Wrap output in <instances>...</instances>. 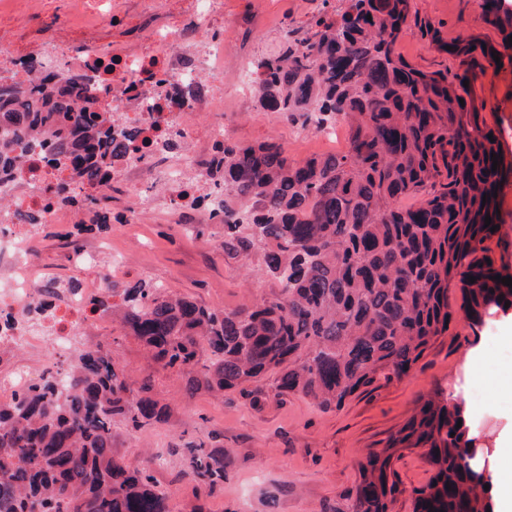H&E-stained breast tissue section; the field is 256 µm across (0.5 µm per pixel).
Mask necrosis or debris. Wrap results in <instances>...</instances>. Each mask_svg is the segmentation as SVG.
<instances>
[{"mask_svg":"<svg viewBox=\"0 0 512 512\" xmlns=\"http://www.w3.org/2000/svg\"><path fill=\"white\" fill-rule=\"evenodd\" d=\"M154 48L150 55H116L114 68L103 77L107 89L104 105L151 135L164 138L178 133L195 140L197 148L187 154L136 153L114 169L111 184L124 186L137 201L122 219L127 224H142L161 209L184 215L180 196L185 193L208 200L206 207L191 213L195 223H217L215 204L224 195L212 181L210 168L214 145L223 140L224 131L216 129L208 139L194 138L176 100L162 101L160 109H153L156 89L151 82L158 79L165 88L185 93L207 74L211 77V101H222L224 45L215 39L195 41L190 31L177 29L157 33ZM49 187L44 169L32 159L7 184H0V195L37 212L41 223H70V208L49 204ZM29 237L25 226L0 223V367L10 369L9 374H0L1 402L18 397L43 377L61 386L67 384L66 370L75 355L77 340L110 320L109 315L93 311L91 298L99 292L104 279H119L126 270L118 260L99 269L94 253L83 250L71 256L81 277L78 288H69L67 281L48 276L29 262ZM43 344L54 351L48 360L35 364L17 361L21 350H33Z\"/></svg>","mask_w":512,"mask_h":512,"instance_id":"1","label":"necrosis or debris"}]
</instances>
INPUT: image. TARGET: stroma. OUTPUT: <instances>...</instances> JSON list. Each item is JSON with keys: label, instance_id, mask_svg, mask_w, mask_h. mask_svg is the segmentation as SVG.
Here are the masks:
<instances>
[{"label": "stroma", "instance_id": "obj_1", "mask_svg": "<svg viewBox=\"0 0 512 512\" xmlns=\"http://www.w3.org/2000/svg\"><path fill=\"white\" fill-rule=\"evenodd\" d=\"M222 12L200 28L202 38L224 42V106L200 109L190 118L194 128L223 122L226 138L242 145L283 144L290 158L348 147L345 125L335 138L316 136L311 127L291 124L275 112L258 108L254 97L238 92L241 65L279 51L286 43L305 38L320 14L342 12L346 0H223ZM196 0H0V51L11 58L44 57L54 53H106L131 49L148 52L151 36L161 29L189 22ZM441 31L432 41L430 27ZM473 37L496 44L502 34L487 23L475 0H411V12L397 51L418 69L462 73L458 58L441 49V42ZM481 96L487 121L498 122L501 142L512 156V69L482 78ZM69 225L49 224L34 242L32 260L64 279L76 272L66 263ZM110 240L123 252L128 278L149 279L169 293L191 298L215 309L231 311L279 292L275 279L264 275L258 257L224 254L215 236L197 235L193 225L174 224L164 216L149 224L113 223L109 233L84 234L85 247ZM454 321L448 335L431 345L406 375L380 376L352 396L338 411H321L312 400L281 395L277 374L270 371L244 388L225 391L223 398L207 392L186 396L176 373L151 367L140 343L123 336L118 350L130 379L152 373L155 394L172 407L168 424L139 433L115 430L114 446L123 461L142 466L149 453H164L180 441L216 437L234 463L224 490L197 500L189 481L176 482L179 512H321L358 479L357 463L370 450L382 448L411 416L419 399L437 386L459 387L468 396L479 384L481 400L467 403L476 445L488 462H495L498 434L512 427V347L502 345L512 308L496 310L482 326L469 328L460 309L461 294L448 298ZM260 390V404L250 391ZM276 506H269V498Z\"/></svg>", "mask_w": 512, "mask_h": 512}]
</instances>
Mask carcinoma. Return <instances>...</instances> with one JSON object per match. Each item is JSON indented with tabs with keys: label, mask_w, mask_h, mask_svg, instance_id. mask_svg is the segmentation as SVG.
I'll list each match as a JSON object with an SVG mask.
<instances>
[{
	"label": "carcinoma",
	"mask_w": 512,
	"mask_h": 512,
	"mask_svg": "<svg viewBox=\"0 0 512 512\" xmlns=\"http://www.w3.org/2000/svg\"><path fill=\"white\" fill-rule=\"evenodd\" d=\"M347 2L338 15L317 17L307 37L258 60L254 92L262 110L293 124L315 113L322 123H346L348 150L295 160L275 142H226L212 162L227 197L221 248L234 257L261 253L279 293L226 312L141 280L109 282L93 302L155 364L181 376L190 395L222 397L277 369L279 394L339 410L380 373H408L448 334L451 289L474 326L512 300V288L493 279L512 278V266L498 260L502 235L491 230L499 224L493 193L512 177V160L498 136L488 138L494 129L480 118L485 102L476 92L488 71L512 64V15L497 0H478L503 38L449 43L466 65L450 78L396 52L410 0ZM17 65L26 78L0 83V181L23 163L15 142L44 147L50 168L63 171L62 158L72 165L55 202L108 229L104 197L77 196L71 186H105L137 148L140 129L118 125L91 79L51 81L37 56ZM118 345L79 341L67 387L46 380L0 402V512H176L175 491L160 485L152 461L131 470L113 448L112 426L139 431L172 414L154 397L152 375L129 380ZM465 412L453 390L424 396L383 448L359 461V479L326 512H394L405 489L393 461L405 451L433 470L411 490L412 512H487L491 475L469 428L457 426ZM168 453L181 455L180 477L194 482L196 497L224 489L228 451L189 443Z\"/></svg>",
	"instance_id": "cac0c4a2"
}]
</instances>
